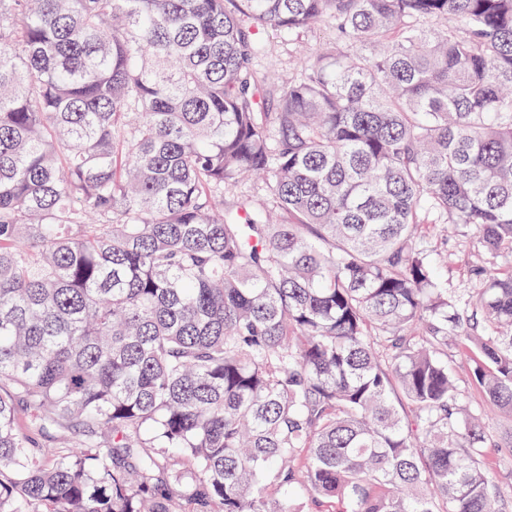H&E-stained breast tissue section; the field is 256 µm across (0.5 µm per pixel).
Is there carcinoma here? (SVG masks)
Listing matches in <instances>:
<instances>
[{
  "mask_svg": "<svg viewBox=\"0 0 512 512\" xmlns=\"http://www.w3.org/2000/svg\"><path fill=\"white\" fill-rule=\"evenodd\" d=\"M504 252L512 0H0V512H508ZM269 58L275 63L282 74H288L296 63V45H294L293 54L288 47L287 35H270L268 41ZM292 55V56H291ZM446 233L440 226L423 229L432 245L433 257L445 271L448 289L460 291L471 287L470 271L473 266L486 262V256L478 249L468 228ZM449 290V291H450ZM448 363L458 380L459 402L466 406L468 413L474 417L488 436L501 438L512 432V417L504 413H487L481 405L479 391L472 383L470 369L466 357L456 349L448 348Z\"/></svg>",
  "mask_w": 512,
  "mask_h": 512,
  "instance_id": "carcinoma-1",
  "label": "carcinoma"
}]
</instances>
